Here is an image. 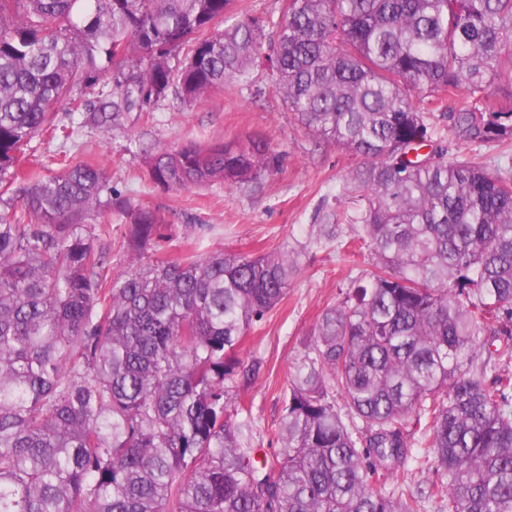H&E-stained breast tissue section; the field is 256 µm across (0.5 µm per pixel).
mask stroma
<instances>
[{"label": "stroma", "mask_w": 512, "mask_h": 512, "mask_svg": "<svg viewBox=\"0 0 512 512\" xmlns=\"http://www.w3.org/2000/svg\"><path fill=\"white\" fill-rule=\"evenodd\" d=\"M56 123L55 135L37 137L28 145L24 170L38 177L69 163L102 165L113 192L164 217L166 237L153 248V258L178 251L202 257L224 249L248 254L286 246L302 250L300 271L286 297L255 323L241 351L245 364L258 366L253 377L240 383L256 424L252 445L257 458L272 456L279 447L274 430L283 416L292 359L312 340L323 312L344 298L351 278L372 269L368 253L341 247L350 234L348 226H340L335 239L317 232L326 208L347 207L349 173L362 164V157L308 134L270 87L262 66L248 78L225 82L203 104L175 109L170 100H161L148 111L131 113L110 133L87 123L80 112H58ZM438 129L449 158L463 155L490 171H512V147L458 144L444 119ZM249 137L265 139L278 156L274 168L258 180L166 191L143 176L148 151ZM128 222L113 207L97 209L85 221L87 233L109 252L116 271L130 260L124 244Z\"/></svg>", "instance_id": "35a3bbf8"}]
</instances>
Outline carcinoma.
Instances as JSON below:
<instances>
[{
	"mask_svg": "<svg viewBox=\"0 0 512 512\" xmlns=\"http://www.w3.org/2000/svg\"><path fill=\"white\" fill-rule=\"evenodd\" d=\"M0 0V173L56 112L110 132L173 94L200 105L250 71L271 30L274 85L309 132L364 158L329 211L374 271L328 308L292 364L281 448L258 462L241 346L285 298L293 249L142 262L164 219L127 199L130 263L84 233L109 192L83 163L0 197V512H512V177L449 161L512 138V0ZM112 75V92L82 93ZM425 101L418 107L414 99ZM429 148L426 155L420 150ZM250 137L146 158L165 190L257 179ZM345 414L336 409V396ZM433 469L428 490L406 483ZM233 13L279 16L282 0H232Z\"/></svg>",
	"mask_w": 512,
	"mask_h": 512,
	"instance_id": "1",
	"label": "carcinoma"
}]
</instances>
